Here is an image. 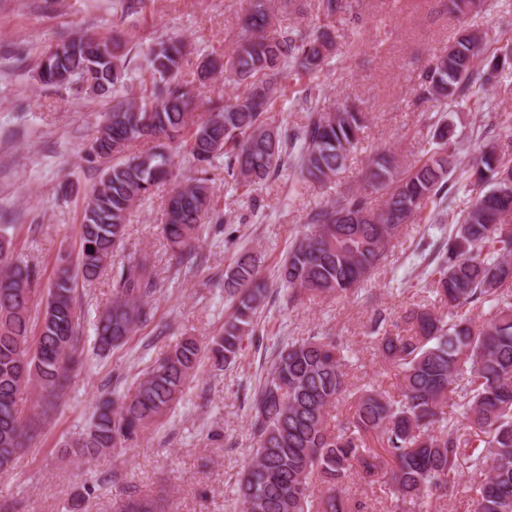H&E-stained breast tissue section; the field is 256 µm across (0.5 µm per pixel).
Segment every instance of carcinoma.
<instances>
[{
    "mask_svg": "<svg viewBox=\"0 0 512 512\" xmlns=\"http://www.w3.org/2000/svg\"><path fill=\"white\" fill-rule=\"evenodd\" d=\"M298 0H245L242 34L226 62L205 57L198 79L224 72L245 90L202 101L178 75L188 44L170 37L143 52L150 93L117 95L132 61L129 42L114 35L79 33L61 38L40 62L46 85L70 83L96 68L95 95H112L88 152V161L112 159L85 196L76 258L62 256L50 284L38 331L30 307L40 274L14 255L9 224L0 225V468L33 439L38 417L67 389L83 353L75 292L112 269V299L95 328V348L107 354L151 319L156 265L142 252L118 268L112 255L125 238L136 204L171 181L164 232L180 265L197 258L201 225L222 222L212 203L210 173H224L239 187L279 177L291 166L304 184H322L342 168L361 140L366 115L346 102L329 112H310L304 125L287 129L268 122L292 75L322 70L336 50L330 26L309 34L275 26L279 8ZM326 19H360L358 0H317ZM464 36L458 49L433 59L423 76L425 101L446 104L475 87L495 82L498 64L478 71L482 38ZM203 107L205 118H195ZM478 155L460 178L478 190L434 259L427 293L439 309L416 304L407 311L405 334L384 330L377 313L371 330L380 354L396 370L398 394L366 386L352 415L334 422L332 410L348 391L349 358L336 340L310 336L277 353L269 376L251 397L253 459L238 483L240 512H350L342 486L359 468L370 478L391 464L395 512H422L443 495L448 481L468 470L482 477L472 512H512V182L501 171L506 150L477 136ZM192 160L194 175L173 172L175 151ZM456 142L438 131L435 146L404 168L390 150L368 160L365 185L310 209L306 232L289 249L279 270L288 302L310 296L345 300L358 292L385 259L392 239L420 217L430 199L453 204ZM382 197L379 207L370 194ZM224 292L234 311L224 332L203 343L182 338L159 357L133 393H102L89 427L69 447L90 460L121 448L176 405L202 359L221 369L233 363L266 292L255 258L244 252L224 271ZM482 306L479 320L470 307ZM32 389L43 397L39 412L21 415L18 396Z\"/></svg>",
    "mask_w": 512,
    "mask_h": 512,
    "instance_id": "1",
    "label": "carcinoma"
}]
</instances>
